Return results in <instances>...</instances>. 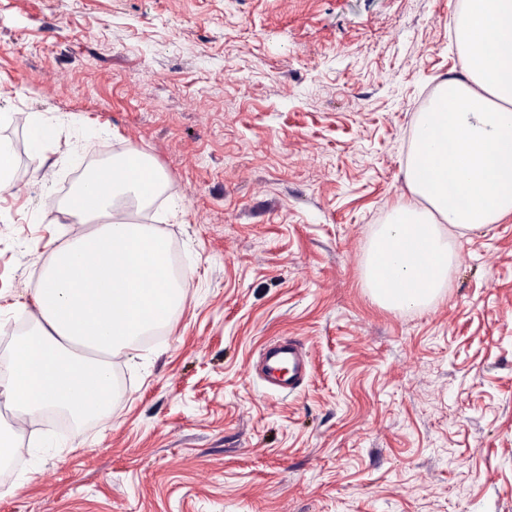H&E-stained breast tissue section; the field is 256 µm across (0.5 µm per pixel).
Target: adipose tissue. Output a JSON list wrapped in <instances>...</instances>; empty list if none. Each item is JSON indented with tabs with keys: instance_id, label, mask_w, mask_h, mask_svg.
Here are the masks:
<instances>
[{
	"instance_id": "adipose-tissue-1",
	"label": "adipose tissue",
	"mask_w": 512,
	"mask_h": 512,
	"mask_svg": "<svg viewBox=\"0 0 512 512\" xmlns=\"http://www.w3.org/2000/svg\"><path fill=\"white\" fill-rule=\"evenodd\" d=\"M455 43L462 70L414 125L411 198L391 209L367 249L363 286L388 309L422 307L443 287L454 257L443 225L464 233L512 216V0H462ZM164 182L161 168L133 149L74 192L66 213L99 225L52 248L34 330L13 342L0 381V405L14 418L13 431L0 432V460L21 453L18 430L44 409L106 420L110 357L168 323L180 305L184 286L171 273L166 238L114 214L121 198L147 203ZM77 346L100 360L74 354Z\"/></svg>"
}]
</instances>
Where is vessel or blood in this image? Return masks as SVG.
Returning a JSON list of instances; mask_svg holds the SVG:
<instances>
[{
	"label": "vessel or blood",
	"mask_w": 512,
	"mask_h": 512,
	"mask_svg": "<svg viewBox=\"0 0 512 512\" xmlns=\"http://www.w3.org/2000/svg\"><path fill=\"white\" fill-rule=\"evenodd\" d=\"M308 355L295 340L273 342L261 354L260 371L264 381L281 393L296 391L307 377Z\"/></svg>",
	"instance_id": "vessel-or-blood-1"
}]
</instances>
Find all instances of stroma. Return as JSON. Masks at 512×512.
I'll return each instance as SVG.
<instances>
[{"label":"stroma","mask_w":512,"mask_h":512,"mask_svg":"<svg viewBox=\"0 0 512 512\" xmlns=\"http://www.w3.org/2000/svg\"><path fill=\"white\" fill-rule=\"evenodd\" d=\"M459 4L0 0V364L51 241L83 230L61 205L130 148L168 175L131 218L186 270L161 338L113 358L107 422L26 424L0 512H512V218L446 228L426 308L361 279L410 197L415 120L461 69ZM288 338L310 375L273 392L255 363ZM30 146L35 153H40L52 138V129L40 119L32 117L28 122Z\"/></svg>","instance_id":"obj_1"}]
</instances>
